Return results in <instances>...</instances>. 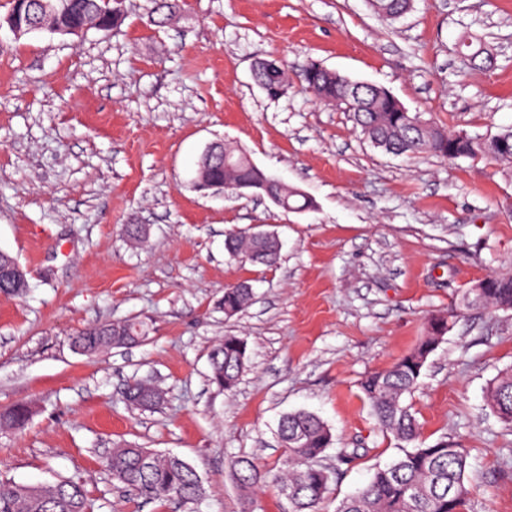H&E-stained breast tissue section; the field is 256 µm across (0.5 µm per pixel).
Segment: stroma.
<instances>
[{"label": "stroma", "instance_id": "stroma-1", "mask_svg": "<svg viewBox=\"0 0 512 512\" xmlns=\"http://www.w3.org/2000/svg\"><path fill=\"white\" fill-rule=\"evenodd\" d=\"M150 7L124 0L117 31L81 37L0 29V250L30 284L0 294V410L32 409L24 430H0V481L80 482L91 512H240L225 457L279 468L277 422L307 410L336 447L362 451L331 483L334 512L399 454L361 378L409 352L441 311L448 333L407 402L425 443L468 448L471 512H512V427L486 402L512 367V310L461 300L512 271V165L386 154L301 82L314 60L449 130L512 126V0H414L392 24L366 0H186L164 27ZM467 37L491 68L459 55ZM271 55L292 78L276 100L253 75ZM219 140L313 208L200 194L197 162ZM128 224L146 226L142 242ZM257 230L277 233L278 263L229 259L225 238ZM242 281L254 299L225 316L224 288ZM128 319L148 324L141 344L72 350L77 331ZM228 334L248 352L229 392L208 363ZM134 377L163 404L127 407ZM124 443L180 456L205 497L148 503L118 487L98 452Z\"/></svg>", "mask_w": 512, "mask_h": 512}]
</instances>
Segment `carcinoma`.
Wrapping results in <instances>:
<instances>
[{
    "label": "carcinoma",
    "mask_w": 512,
    "mask_h": 512,
    "mask_svg": "<svg viewBox=\"0 0 512 512\" xmlns=\"http://www.w3.org/2000/svg\"><path fill=\"white\" fill-rule=\"evenodd\" d=\"M374 14L397 22L412 10L413 0H368ZM53 24L58 35L90 25L116 30L123 19L122 3L114 0H51ZM184 0H152L151 17L159 26L179 13ZM38 13L36 0H22L16 18L22 28L31 27ZM303 82L319 100L332 99L351 114L352 122L367 140L381 143L382 151L394 155L431 154L454 163L459 159H484L489 163H512V127L490 134L467 135L454 140L450 130L431 120L416 127L414 114L398 110L397 98L375 85L363 91L361 99L351 98V85L344 77L327 71L315 61L303 71ZM242 152L222 148L217 143L212 156L201 157L199 165L210 164L212 177L224 182L231 192L258 189L274 178L263 168L241 161ZM277 192L287 198L292 209L314 207L312 199L282 185ZM231 258L265 266L277 263L280 243L274 237L251 234L229 236L224 242ZM485 288L466 289L464 305L512 310V274L492 273ZM252 289L245 283L224 287V315L231 317L245 308ZM448 332V318L435 315L425 336L392 366L366 375L360 382L364 401L370 406L379 429L399 443L400 455L377 469L369 483L341 500L336 512H456L467 508V450L440 439L431 445L419 442V427L407 397L420 383L428 357ZM148 336L143 321L125 320L80 330L71 338L72 346L84 355L107 348L135 344ZM247 362V344L239 336L226 335L209 353L210 380L228 392L234 389ZM121 398L135 409H152L163 402L157 388L138 379L129 381ZM486 401L495 416L512 425V369L501 371L486 391ZM31 417L28 405L19 403L0 412V427L24 428ZM278 438L286 454L285 468L277 472L260 469L245 456L225 458V468L241 493L242 512H253L254 496L272 487L288 501V512H321L330 492L332 476L348 464L357 449H336L335 466L322 465L326 451L333 447L330 428L316 414L298 411L283 415ZM112 481L135 495L158 501H196L205 494L203 482L193 466L177 455L125 445L109 449L102 458ZM0 512H88L83 487L73 480L52 486L0 482Z\"/></svg>",
    "instance_id": "obj_1"
}]
</instances>
